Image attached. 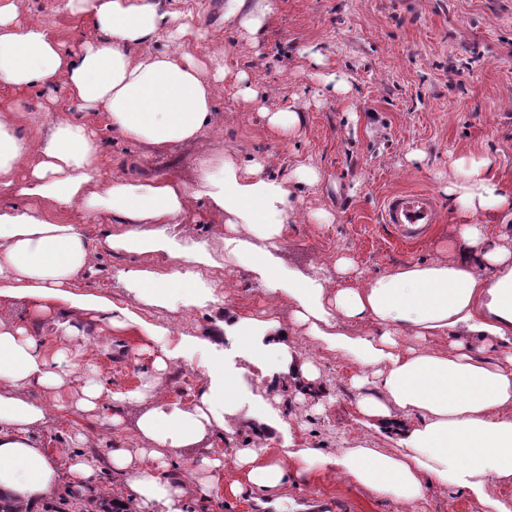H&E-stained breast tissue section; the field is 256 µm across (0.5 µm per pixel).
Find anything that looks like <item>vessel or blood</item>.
Returning <instances> with one entry per match:
<instances>
[{
	"label": "vessel or blood",
	"mask_w": 512,
	"mask_h": 512,
	"mask_svg": "<svg viewBox=\"0 0 512 512\" xmlns=\"http://www.w3.org/2000/svg\"><path fill=\"white\" fill-rule=\"evenodd\" d=\"M437 220V201L429 191H397L389 194L383 202L381 221L391 225L402 240L415 241L422 238Z\"/></svg>",
	"instance_id": "obj_1"
}]
</instances>
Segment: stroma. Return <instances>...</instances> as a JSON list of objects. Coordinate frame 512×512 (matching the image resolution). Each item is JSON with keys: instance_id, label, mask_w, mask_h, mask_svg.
I'll use <instances>...</instances> for the list:
<instances>
[{"instance_id": "35a3bbf8", "label": "stroma", "mask_w": 512, "mask_h": 512, "mask_svg": "<svg viewBox=\"0 0 512 512\" xmlns=\"http://www.w3.org/2000/svg\"><path fill=\"white\" fill-rule=\"evenodd\" d=\"M22 20L52 21L68 48L93 34L84 20L59 9L60 0H17ZM205 35L188 39L184 50L196 58L223 50L231 73L243 72L265 96L271 110L302 113L299 135L284 136L260 119L253 105L224 85L215 100L224 124L194 144L149 150L113 137L103 115H91L104 154L105 171L130 170L149 178L191 180L199 151L238 158L262 156L270 174L285 177L298 165H314L315 186L297 189L306 213L326 209L329 224L314 220L288 227L282 241L285 265L311 273L336 274V259H352L362 276L373 277L410 262L441 257L454 225L466 218L446 193L452 158L473 153L492 158L491 173L512 192V0H276L265 35L253 46L238 28L224 23V0H177ZM320 62H313V55ZM348 75L350 89L339 93L324 76ZM409 188L430 190L440 221L420 241L396 243L380 221L384 196ZM134 254L101 252L102 275L91 288L138 309L149 321L168 327L170 342L200 336L211 325L209 309H159L128 293L115 279L121 268L139 263ZM223 304L256 314L273 295L233 261L224 263ZM297 345L318 363L326 395L322 399L283 396L273 408L289 423L288 435L271 443L272 452L311 445L332 453L369 442L384 450L392 443L355 422V396L349 379L353 363L336 358L305 337ZM130 336L91 338L84 358L94 363L104 386L114 392L133 388L148 359H132ZM111 408L93 415L61 414L51 432H41L47 448H65L76 430L97 434L100 452L112 444H134L131 431L106 430ZM330 499L344 512H395L378 498L340 477L319 474L299 479L283 492L278 512H303L304 505Z\"/></svg>"}]
</instances>
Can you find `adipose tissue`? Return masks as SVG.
Listing matches in <instances>:
<instances>
[{
	"label": "adipose tissue",
	"mask_w": 512,
	"mask_h": 512,
	"mask_svg": "<svg viewBox=\"0 0 512 512\" xmlns=\"http://www.w3.org/2000/svg\"><path fill=\"white\" fill-rule=\"evenodd\" d=\"M60 9L87 19L98 39L65 49L51 24L20 23L16 0H0V86L60 83L71 105L46 123L0 107V195L23 201L0 205V301L24 311L20 320L0 318V492L28 504L67 481L94 492L107 466L122 477L115 504L129 512H185L189 492L208 497L224 472L223 457L205 442L233 431L244 374L271 390L321 393L318 367L293 341L299 334L357 364L350 378L357 422L395 449L359 444L325 454L307 446L274 457L265 443L282 428L277 414L263 409L252 415L263 444L236 449L227 495L247 489L276 504L292 480L321 471L405 512H418L431 482L467 490L482 512H512L487 493L489 481L512 483V235L486 222L494 216L503 227L512 224V193L490 176V159L461 155L449 167L448 197L471 221L456 225L446 257L366 279L344 256L337 279L296 272L284 266L280 243L289 225L303 221L292 184H317L315 167L279 178L266 159L228 152L200 154L189 183L107 175L87 119L104 113L114 137L150 149L191 144L222 122L215 99L227 77L245 102L257 101L245 73L230 75L220 50L203 61L165 50L139 56L159 39L192 33L165 0H61ZM274 10V0H225L224 19L254 43ZM191 193L207 197L217 216L210 237L223 241L252 280L287 299L288 318L272 307L244 315L221 306L206 276L219 266L210 237L178 230ZM76 206L92 222L111 214L115 230L90 239L66 217ZM103 249L164 260L167 272L138 264L119 276L152 305L211 309V328L169 346L168 328L89 292ZM32 319L49 324L54 344L30 333ZM354 324L371 331L353 334ZM90 325L104 336L135 337L133 356L154 352L134 388L107 390L97 366L85 361ZM228 337L244 367L225 361ZM196 354L205 380L195 399L185 404L162 394V378ZM35 388L51 392L53 403L31 397ZM106 406L111 429L133 425L139 447L102 458L90 452L86 433L73 435L75 454L51 451L38 436L60 413L90 415ZM187 448L199 451L189 479L168 475L171 457Z\"/></svg>",
	"instance_id": "1"
}]
</instances>
